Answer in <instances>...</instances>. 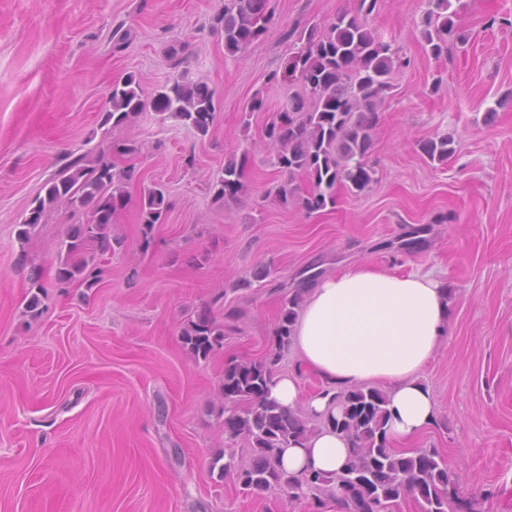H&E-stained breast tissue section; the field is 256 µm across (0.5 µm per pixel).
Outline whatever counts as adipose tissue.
<instances>
[{
    "mask_svg": "<svg viewBox=\"0 0 512 512\" xmlns=\"http://www.w3.org/2000/svg\"><path fill=\"white\" fill-rule=\"evenodd\" d=\"M448 291L428 275L396 274L370 264L356 265L307 285L295 323L293 347L303 371L323 383L325 394L302 398L298 378L274 375L270 396L288 410L305 405L327 420L339 409L333 392L376 383L387 394L391 442L412 445L436 416L432 394L420 375L448 334ZM347 439L332 427L281 451L291 474L341 472Z\"/></svg>",
    "mask_w": 512,
    "mask_h": 512,
    "instance_id": "adipose-tissue-1",
    "label": "adipose tissue"
}]
</instances>
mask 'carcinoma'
<instances>
[{"mask_svg": "<svg viewBox=\"0 0 512 512\" xmlns=\"http://www.w3.org/2000/svg\"><path fill=\"white\" fill-rule=\"evenodd\" d=\"M270 0H224V9L214 18L213 29L224 36V53L244 54L259 41L272 20ZM379 0H356L351 10H342L326 21L305 26L297 35L299 51L289 58L288 77H297L303 93L288 100L278 118L265 128L272 164L284 181L277 189L283 203L295 200L308 212L335 204L336 187L348 184L361 191L374 181L368 159L373 149V131L379 122L378 102L391 89L395 69L405 64L395 43L369 23ZM450 0H428V9L416 24L425 52L434 58L448 53V42L465 44L469 35L454 21ZM181 120L197 134L207 135L219 110L215 91L204 82L181 78L153 94H144L132 74L114 81L107 91L100 126H119L147 109ZM448 136L420 142L421 152L432 162L444 163L456 149ZM247 153L232 154L214 177L217 200H236L245 191ZM304 175L310 190L297 195L295 175ZM131 173L116 172L112 162L100 157L92 165L84 158L65 164L44 186L45 195L35 198L24 216L18 240L24 245L31 230L41 222L46 206L61 204L86 220L72 224L61 242L65 258L55 271L60 284L80 282L91 289L99 282L95 255L121 245L110 235L114 214L129 202L126 182ZM143 235L164 223L169 203L164 190L148 189L139 200ZM315 280L310 275L285 294L274 331L275 352L254 360H231L224 365L219 390L224 399L222 428L230 440L243 439L247 457L236 464H220L224 455L212 458L219 468L255 496L279 490L285 498L311 492L317 505L333 497L346 512H393L405 486H410L420 512H453L462 508L456 488L459 477L436 450L419 449L411 455L397 451L386 435L387 396L380 389L357 386L341 390L334 400L341 407L331 425L348 440L350 455L343 472L290 475L280 466L281 449L316 433L318 427L298 411H288L269 397L274 367L281 350L290 345L303 300L302 285ZM32 293L27 311L41 313V278L29 276ZM184 348L206 358L224 342V325L216 322L209 308H202L181 331Z\"/></svg>", "mask_w": 512, "mask_h": 512, "instance_id": "cac0c4a2", "label": "carcinoma"}]
</instances>
